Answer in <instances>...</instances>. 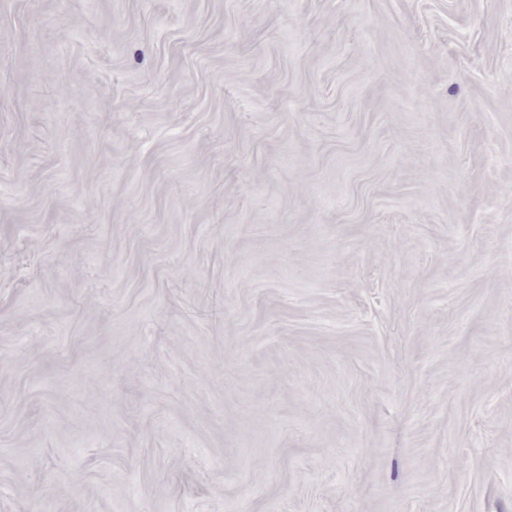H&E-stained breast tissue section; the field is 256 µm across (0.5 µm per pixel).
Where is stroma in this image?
<instances>
[{
  "mask_svg": "<svg viewBox=\"0 0 512 512\" xmlns=\"http://www.w3.org/2000/svg\"><path fill=\"white\" fill-rule=\"evenodd\" d=\"M0 512H512V0H0Z\"/></svg>",
  "mask_w": 512,
  "mask_h": 512,
  "instance_id": "35a3bbf8",
  "label": "stroma"
}]
</instances>
